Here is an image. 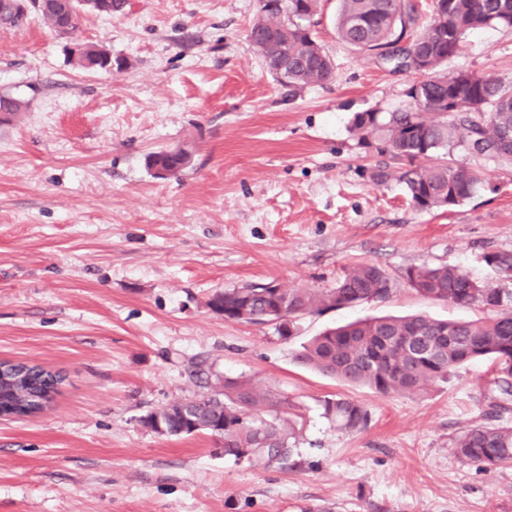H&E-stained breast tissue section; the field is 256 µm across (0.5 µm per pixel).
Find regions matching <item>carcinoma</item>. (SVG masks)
I'll list each match as a JSON object with an SVG mask.
<instances>
[{
  "mask_svg": "<svg viewBox=\"0 0 512 512\" xmlns=\"http://www.w3.org/2000/svg\"><path fill=\"white\" fill-rule=\"evenodd\" d=\"M35 13L52 27L67 28L73 38L89 0H35ZM318 0H283L274 11L259 0L256 19L247 31L250 44L274 79L290 88L322 85L334 72L332 58L317 42L311 19ZM27 16L19 0H0V25L19 26ZM413 0H341L337 32L357 51L373 56L395 72L420 73L407 97L408 110L387 113L357 112L351 129L364 142L383 144L395 164L379 167L372 179H394L404 185L419 209L450 207L471 198L481 179L466 163L442 155L455 147L471 155H487L512 165V149L500 151L498 139L512 132V86L491 74L467 70L447 72L448 59L457 56L465 36L489 26L512 27V0H434L431 20L420 30ZM288 36V79L279 75L280 61L267 57L268 37ZM72 61L88 72H108L111 53L96 43H82ZM26 109V103L0 95V110L8 118ZM431 112L451 116L447 121L427 118ZM488 114L485 120L475 115ZM178 152L161 151L147 157L157 178L182 171ZM483 261L498 283L472 279L455 266H413L404 279L420 296L457 307L478 306L487 316L471 320H441L425 314L380 316L327 329L300 346L298 362L351 384L377 392L420 396L432 382L444 380L471 364L489 360L493 365L491 407L505 409L512 401V252L489 251ZM392 280L374 263H360L345 272L336 286L320 293L283 288L272 282L226 289L215 293L209 306L224 309L236 320L269 324V310L282 307L292 318L383 301L392 294ZM65 376L40 365L6 360L0 371V412L34 416L53 402ZM272 400L269 390L250 381L224 379L222 388L169 405L144 419L158 431L155 419L173 435L207 432L224 442V456L252 465L278 464L295 468L299 461L298 430L288 417L293 404L276 401L274 414L261 407ZM324 415L343 431L360 430L369 414L348 398L328 399ZM457 456L485 469L512 464V424L474 426L454 441Z\"/></svg>",
  "mask_w": 512,
  "mask_h": 512,
  "instance_id": "obj_1",
  "label": "carcinoma"
}]
</instances>
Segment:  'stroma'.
<instances>
[{"instance_id": "35a3bbf8", "label": "stroma", "mask_w": 512, "mask_h": 512, "mask_svg": "<svg viewBox=\"0 0 512 512\" xmlns=\"http://www.w3.org/2000/svg\"><path fill=\"white\" fill-rule=\"evenodd\" d=\"M340 0H319L313 31L332 79L288 92L246 38L258 0H128L86 15L78 37L126 60L75 67L70 38L37 15L0 26V94L27 108L0 126V359L62 371L37 417L0 419V512H512V467L460 460L454 439L488 422L489 362L421 396L383 395L294 359L324 329L424 312L479 318L433 302L403 278L456 266L493 280L487 251H512V168L454 149L482 182L466 202L417 209L385 157L351 130L355 113L408 109L415 76L343 43ZM449 70L512 83V28L466 35ZM182 148L191 164L160 180L147 156ZM360 262L393 280L384 301L274 325L229 321L213 293L275 282L319 292ZM251 380L289 398L306 467L225 457L200 433L170 438L144 418L170 403ZM370 413L336 430L324 399Z\"/></svg>"}]
</instances>
